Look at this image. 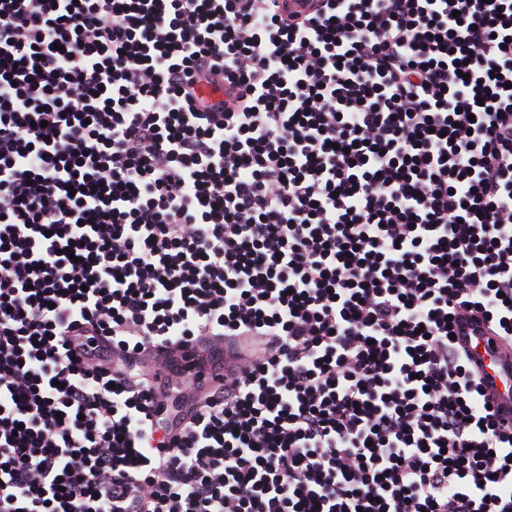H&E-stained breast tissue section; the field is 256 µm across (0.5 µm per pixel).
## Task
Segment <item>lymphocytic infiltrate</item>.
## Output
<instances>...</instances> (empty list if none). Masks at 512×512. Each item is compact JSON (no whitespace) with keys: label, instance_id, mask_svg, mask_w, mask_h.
Returning a JSON list of instances; mask_svg holds the SVG:
<instances>
[{"label":"lymphocytic infiltrate","instance_id":"lymphocytic-infiltrate-1","mask_svg":"<svg viewBox=\"0 0 512 512\" xmlns=\"http://www.w3.org/2000/svg\"><path fill=\"white\" fill-rule=\"evenodd\" d=\"M465 319L512 0H0V512H512Z\"/></svg>","mask_w":512,"mask_h":512}]
</instances>
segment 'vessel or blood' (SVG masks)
Here are the masks:
<instances>
[{"label":"vessel or blood","mask_w":512,"mask_h":512,"mask_svg":"<svg viewBox=\"0 0 512 512\" xmlns=\"http://www.w3.org/2000/svg\"><path fill=\"white\" fill-rule=\"evenodd\" d=\"M458 341L468 349L471 365L483 379L487 396L504 419L512 418V344L486 326L463 323Z\"/></svg>","instance_id":"vessel-or-blood-1"}]
</instances>
